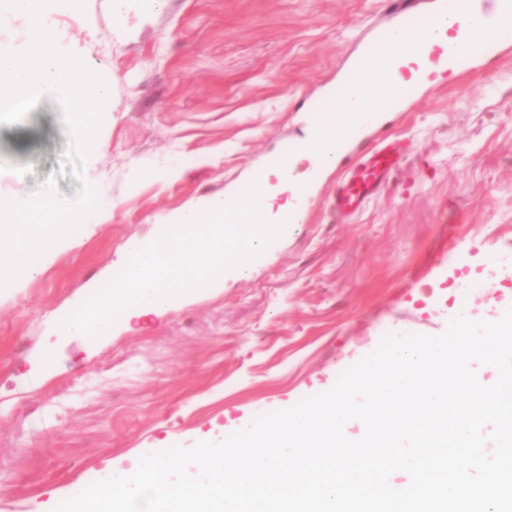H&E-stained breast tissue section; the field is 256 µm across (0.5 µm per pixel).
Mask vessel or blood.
Returning <instances> with one entry per match:
<instances>
[{"instance_id": "vessel-or-blood-1", "label": "vessel or blood", "mask_w": 512, "mask_h": 512, "mask_svg": "<svg viewBox=\"0 0 512 512\" xmlns=\"http://www.w3.org/2000/svg\"><path fill=\"white\" fill-rule=\"evenodd\" d=\"M394 25L403 30L413 29L420 19L416 0H384ZM437 16L454 14L456 17L451 50H443L430 41L412 43L408 40L393 41L388 34L377 35L364 50L357 66L372 64L381 71L397 67L407 57L425 56L433 65L453 62L458 72L476 69L490 58L504 55L508 47L504 41L491 39L477 45L470 36L473 30H499L512 26V0H432ZM379 115L375 112L353 111L351 133L340 138L335 145L336 164L341 171L336 187L331 193L333 210L337 217L359 215L388 183L400 167L404 155L392 135H384L363 153H356V143L375 126Z\"/></svg>"}]
</instances>
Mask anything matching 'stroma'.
I'll return each mask as SVG.
<instances>
[{
	"instance_id": "stroma-1",
	"label": "stroma",
	"mask_w": 512,
	"mask_h": 512,
	"mask_svg": "<svg viewBox=\"0 0 512 512\" xmlns=\"http://www.w3.org/2000/svg\"><path fill=\"white\" fill-rule=\"evenodd\" d=\"M390 24L381 0H87L82 18L53 14L58 48L112 92L92 168L69 155L49 93L0 124V199L51 177L62 198L85 182L99 199L78 245L0 289V512H41L107 462L162 440L191 448L326 392L386 334L441 335L462 279L497 273L492 295H474L478 318L512 307V265L485 256L512 255V54L434 73L403 111L382 113L407 154L349 222L329 205L336 170L292 154L307 105ZM283 164L274 204L296 230L249 275L93 347L55 336L131 237Z\"/></svg>"
}]
</instances>
